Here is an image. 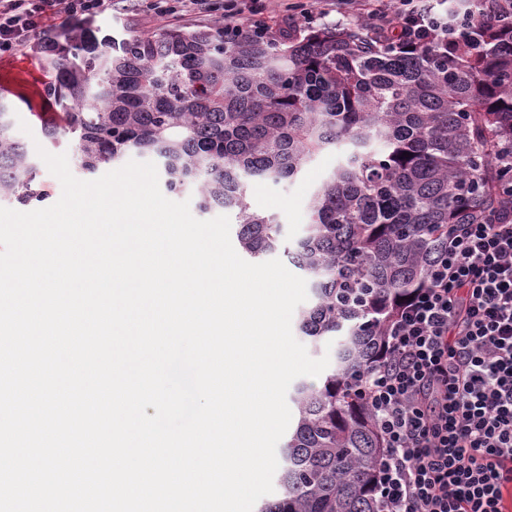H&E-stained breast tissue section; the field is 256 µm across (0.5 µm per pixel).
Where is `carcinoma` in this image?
<instances>
[{
  "instance_id": "cac0c4a2",
  "label": "carcinoma",
  "mask_w": 512,
  "mask_h": 512,
  "mask_svg": "<svg viewBox=\"0 0 512 512\" xmlns=\"http://www.w3.org/2000/svg\"><path fill=\"white\" fill-rule=\"evenodd\" d=\"M492 25L448 27V40L406 48L372 23L275 34L161 30L120 41L79 19L36 49L49 94L93 173L130 154L161 164L172 193L202 211L236 213L252 258L282 245L279 218L255 209V180H293L326 150L336 168L311 193L306 234L285 249L313 302L299 330L333 358L319 387L296 385L278 498L258 512H376L381 443L354 381L385 344L400 302L427 282L448 225L512 216V14L470 0ZM0 97V198L40 201L39 163ZM409 156H403V153Z\"/></svg>"
}]
</instances>
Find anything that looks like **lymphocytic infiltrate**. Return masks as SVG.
<instances>
[{"mask_svg":"<svg viewBox=\"0 0 512 512\" xmlns=\"http://www.w3.org/2000/svg\"><path fill=\"white\" fill-rule=\"evenodd\" d=\"M409 47L448 32L434 0H348ZM114 0H0V55L55 17H92ZM148 21L223 12L260 22L264 0H139ZM382 443L377 512H512V219L452 224L426 287L400 305L380 358L358 384Z\"/></svg>","mask_w":512,"mask_h":512,"instance_id":"1","label":"lymphocytic infiltrate"}]
</instances>
